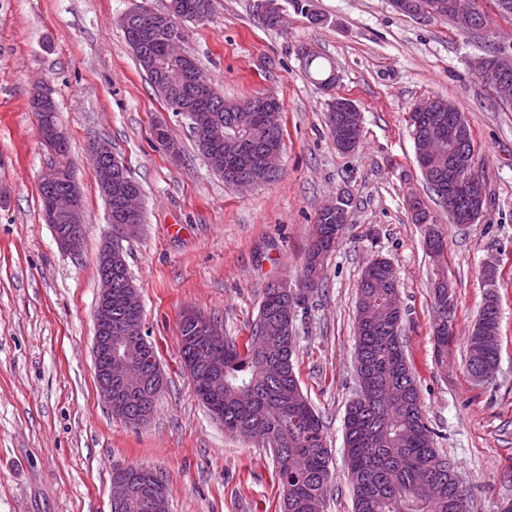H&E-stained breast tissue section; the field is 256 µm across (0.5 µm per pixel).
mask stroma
Segmentation results:
<instances>
[{
    "instance_id": "stroma-1",
    "label": "stroma",
    "mask_w": 512,
    "mask_h": 512,
    "mask_svg": "<svg viewBox=\"0 0 512 512\" xmlns=\"http://www.w3.org/2000/svg\"><path fill=\"white\" fill-rule=\"evenodd\" d=\"M277 2L281 28L265 26L261 0H214L184 44L225 98L271 92L282 104L280 179L235 190L141 72L121 28L132 0H0V512H111L112 471L128 465L158 472L168 512H280L271 452L226 433L197 399L181 366L179 321L192 308L244 341L267 285L298 286L315 218L341 189L353 199L352 222L294 326L300 386L331 451L325 512H354L344 416L357 390V285L377 254L395 268L405 352L472 512H500L512 498V108L470 66L512 42V22L471 33L400 15L389 0ZM302 45L326 58L337 93L363 115L352 153L329 133L328 96L300 62ZM39 80L57 103L85 200L76 255L61 252L42 217L39 180L52 156L28 107ZM434 95L464 113L486 184L487 207L466 226L449 223L416 161L409 113ZM157 123L178 155L154 139ZM98 141L143 188L145 222L122 246L166 385L139 426L112 413L94 367L99 258L112 232L92 165ZM412 195L447 240L456 344L444 367L433 357L434 260L426 225L412 221ZM490 290L500 355L493 378L478 382L466 370V338Z\"/></svg>"
}]
</instances>
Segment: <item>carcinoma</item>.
Instances as JSON below:
<instances>
[{
  "instance_id": "1",
  "label": "carcinoma",
  "mask_w": 512,
  "mask_h": 512,
  "mask_svg": "<svg viewBox=\"0 0 512 512\" xmlns=\"http://www.w3.org/2000/svg\"><path fill=\"white\" fill-rule=\"evenodd\" d=\"M182 18L178 26L154 23L156 12L133 5L122 17L129 24L151 29L146 49L157 55L158 68L144 74L168 108L190 99L189 87L164 92L159 78L177 71L184 56L169 52L187 37V24L201 4L212 0H177ZM315 52L301 61L307 72L318 74L321 89L336 87L334 69L318 63ZM258 99L227 101L220 96L205 104L211 119L197 126V148L212 170L230 183L252 174L260 154L283 149L282 112H264L249 129L237 126L240 105ZM336 244V214L321 210L315 219L312 241L304 260V287L294 294L269 285L265 288L253 330L243 344L216 337L214 349L224 357V385L217 391L197 381L195 392L211 414L224 423V431L250 441L257 432L267 435L273 449L278 480L283 488L282 512H324L330 482V455L320 416L304 396L295 373L294 324L284 316L291 303L298 304L322 286L328 247ZM130 276L127 262L112 265V296L126 293ZM392 282L390 262L370 259L358 285L356 301V373L367 395L350 404L346 417V448L354 490V512H457L456 467L435 447V433L425 417L420 392L407 360L403 313L390 319L367 321V310L387 302ZM497 297L483 303L480 316L486 331L499 334ZM142 309L112 305V336L132 349L140 346L137 333ZM263 327V349L256 347V328ZM434 354L437 363L448 357L454 343L448 313L435 312ZM154 393H124L114 397L113 413L154 411ZM127 475L142 484H159V476L144 466L130 467Z\"/></svg>"
}]
</instances>
